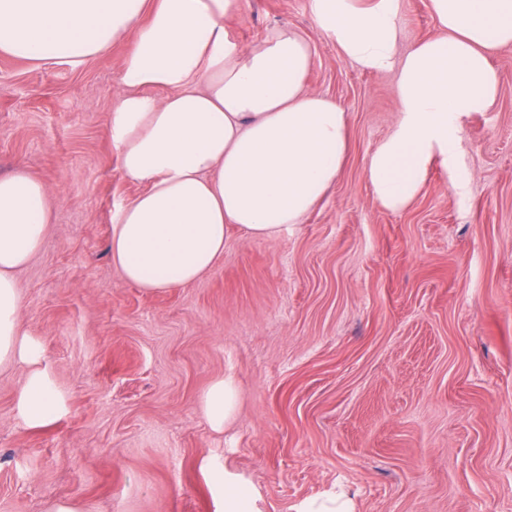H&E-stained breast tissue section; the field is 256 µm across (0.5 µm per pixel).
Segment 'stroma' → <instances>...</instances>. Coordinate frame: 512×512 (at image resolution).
<instances>
[{"label": "stroma", "mask_w": 512, "mask_h": 512, "mask_svg": "<svg viewBox=\"0 0 512 512\" xmlns=\"http://www.w3.org/2000/svg\"><path fill=\"white\" fill-rule=\"evenodd\" d=\"M404 45L433 36L430 0H402ZM293 27L308 85L348 114L335 188L271 238L231 230L200 280L154 292L112 264V217L139 194L109 135L129 42L79 67L0 55V174L25 163L52 224L17 278L24 331L63 402L33 428L26 369L0 368V512H296L345 491L355 512H512V53L496 105L462 119L469 181L434 166L402 212L375 199L370 154L399 115L393 77L344 60L309 0H239L248 47ZM232 377L210 429L199 398ZM238 395L231 379L218 378L203 392L199 400L201 413L214 431L224 430L237 410Z\"/></svg>", "instance_id": "1"}]
</instances>
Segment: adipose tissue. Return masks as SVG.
Wrapping results in <instances>:
<instances>
[{
	"mask_svg": "<svg viewBox=\"0 0 512 512\" xmlns=\"http://www.w3.org/2000/svg\"><path fill=\"white\" fill-rule=\"evenodd\" d=\"M441 33L404 46L401 0H310L318 33L353 66L395 75L400 116L371 153L378 202L405 210L434 165L454 167L461 119L490 111L495 56L512 51V0H430ZM237 0H0V52L77 67L131 38L109 125L120 168L144 190L112 219V263L146 290L210 273L230 228L253 238L302 223L335 186L349 149L346 112L311 91L308 39L278 29L248 48L224 31ZM166 90L165 98L154 95ZM53 201L25 164L0 175V366L28 365L17 409L32 427L61 403L22 329L18 269L48 235ZM237 389L219 378L201 413L223 430Z\"/></svg>",
	"mask_w": 512,
	"mask_h": 512,
	"instance_id": "obj_1",
	"label": "adipose tissue"
}]
</instances>
